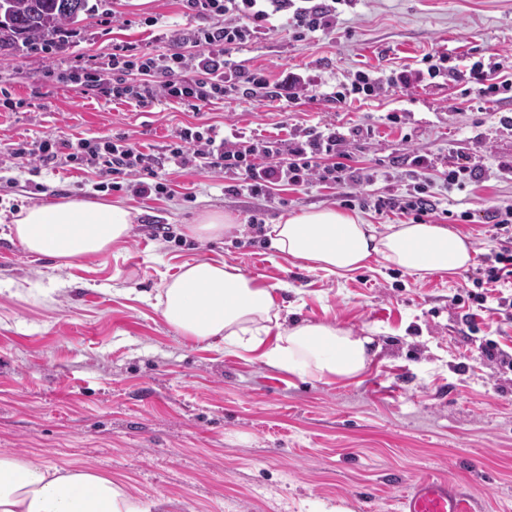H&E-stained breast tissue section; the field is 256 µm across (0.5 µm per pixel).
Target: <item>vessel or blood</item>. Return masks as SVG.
Masks as SVG:
<instances>
[{
  "label": "vessel or blood",
  "instance_id": "obj_1",
  "mask_svg": "<svg viewBox=\"0 0 512 512\" xmlns=\"http://www.w3.org/2000/svg\"><path fill=\"white\" fill-rule=\"evenodd\" d=\"M399 512H472V506L460 483L422 475L401 496Z\"/></svg>",
  "mask_w": 512,
  "mask_h": 512
}]
</instances>
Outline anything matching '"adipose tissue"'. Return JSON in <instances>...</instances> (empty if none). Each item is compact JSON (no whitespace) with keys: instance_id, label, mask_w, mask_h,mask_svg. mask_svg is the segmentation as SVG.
<instances>
[{"instance_id":"obj_1","label":"adipose tissue","mask_w":512,"mask_h":512,"mask_svg":"<svg viewBox=\"0 0 512 512\" xmlns=\"http://www.w3.org/2000/svg\"><path fill=\"white\" fill-rule=\"evenodd\" d=\"M133 222L122 202L61 198L24 206L10 221L24 251L67 262L108 253ZM268 237L284 257L346 276L374 259L425 278L467 268L472 241L443 224H389L385 229L334 209L288 216ZM163 320L181 335L217 339L230 349L261 350L269 366L321 380H352L372 357L373 339L329 323L303 320L279 329L269 286L221 260L184 264L155 297ZM277 341L265 347L264 338ZM0 512H144L111 475L93 468L64 469L37 457L0 454Z\"/></svg>"}]
</instances>
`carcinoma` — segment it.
Here are the masks:
<instances>
[{
    "label": "carcinoma",
    "instance_id": "carcinoma-1",
    "mask_svg": "<svg viewBox=\"0 0 512 512\" xmlns=\"http://www.w3.org/2000/svg\"><path fill=\"white\" fill-rule=\"evenodd\" d=\"M65 0H0V50L25 46L34 50L79 15L64 6Z\"/></svg>",
    "mask_w": 512,
    "mask_h": 512
}]
</instances>
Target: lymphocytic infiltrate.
<instances>
[{
  "label": "lymphocytic infiltrate",
  "instance_id": "obj_1",
  "mask_svg": "<svg viewBox=\"0 0 512 512\" xmlns=\"http://www.w3.org/2000/svg\"><path fill=\"white\" fill-rule=\"evenodd\" d=\"M351 0H185L187 9L210 17L211 26L182 33L184 41L197 46L192 57L180 53L152 55L130 43L112 47L110 71L113 82L96 67L71 68L62 78L65 83L111 95L116 101H133L145 106L156 98L192 108L214 99L246 97L257 101L285 99L293 103L309 91V85L296 73H287L281 82H271L265 72L246 70L231 61L228 50L242 47L274 29L284 19L295 40L312 33L335 29L340 6ZM137 71L139 81L128 82L126 75ZM410 73L385 80L359 71L350 82L339 83L330 100L348 104L357 99L379 95L384 89L409 86ZM365 135L362 125L350 126L347 133L318 132L308 128L290 131L284 139H218L213 128L184 127L165 155L143 152L130 138H96L73 144L70 153H62L52 139L40 142L36 149L16 150V157H30L33 163L47 166L60 156L93 168L99 174L129 172L128 191L140 197L169 195L171 183L163 177L166 164L179 168L222 172L227 191L253 197L269 195L277 186H306L314 182L341 187L370 182L369 174L348 163L350 142ZM505 244L499 251L484 255L474 278L475 289L468 297L476 311H483L489 292L512 277V207L494 209L488 214Z\"/></svg>",
  "mask_w": 512,
  "mask_h": 512
}]
</instances>
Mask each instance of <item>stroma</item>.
Wrapping results in <instances>:
<instances>
[{
    "label": "stroma",
    "instance_id": "obj_1",
    "mask_svg": "<svg viewBox=\"0 0 512 512\" xmlns=\"http://www.w3.org/2000/svg\"><path fill=\"white\" fill-rule=\"evenodd\" d=\"M89 2L94 12L49 52H0V452L104 471L151 512H362L366 495L378 512H398L422 474L467 486L474 512H512V287L506 306L488 300L473 331L467 305L451 299L472 290L475 268L420 279L373 260L338 278L270 248L266 232L281 218L343 209L334 186L251 198L225 192L222 175L173 166V194L152 200L133 196L124 174L63 160L37 170L14 155L46 139L102 135L162 153L185 126L283 138L360 124L372 134L349 150L373 175L364 193L412 192L419 182L405 158L414 148L447 169L474 151L493 170L512 161V130L500 124L512 117V91L486 99L468 80L427 77L347 106L326 94L359 70L386 78L420 68L429 52L459 70L494 60L512 76V0H354L333 32L297 41L281 28L229 53L273 81L286 69L303 74L309 97L290 107L216 99L198 110L53 83L54 71L106 66L116 43L193 55L176 35L207 23L182 0ZM393 112L400 124L389 123ZM424 185L438 202L432 223L469 236L478 254L498 249L486 215L512 206V180ZM58 198L123 201L134 214L129 236L71 266L25 252L8 236L12 213ZM208 210L231 217L223 237H186ZM156 224L171 239H154ZM200 258L273 287L283 325L330 323L373 337L378 352L358 378L326 382L179 334L150 299ZM30 282L48 299L27 293Z\"/></svg>",
    "mask_w": 512,
    "mask_h": 512
}]
</instances>
